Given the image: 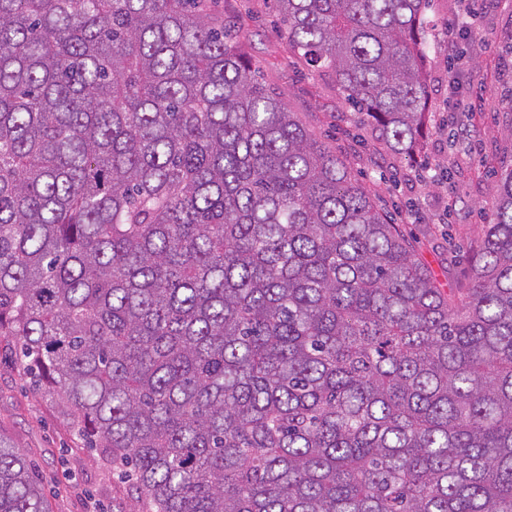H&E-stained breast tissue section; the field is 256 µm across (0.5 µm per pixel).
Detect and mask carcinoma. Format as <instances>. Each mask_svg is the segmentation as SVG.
I'll return each instance as SVG.
<instances>
[{
	"label": "carcinoma",
	"mask_w": 512,
	"mask_h": 512,
	"mask_svg": "<svg viewBox=\"0 0 512 512\" xmlns=\"http://www.w3.org/2000/svg\"><path fill=\"white\" fill-rule=\"evenodd\" d=\"M387 146L434 0H276ZM469 288L205 0H0V337L138 512H512V168ZM0 512H49L0 440Z\"/></svg>",
	"instance_id": "1"
}]
</instances>
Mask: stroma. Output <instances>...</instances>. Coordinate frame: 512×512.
<instances>
[{
  "instance_id": "obj_1",
  "label": "stroma",
  "mask_w": 512,
  "mask_h": 512,
  "mask_svg": "<svg viewBox=\"0 0 512 512\" xmlns=\"http://www.w3.org/2000/svg\"><path fill=\"white\" fill-rule=\"evenodd\" d=\"M276 0H216L214 13L233 22L238 46L280 93L306 129L347 161L375 202L412 242L443 288L468 285L474 251L491 203V174L512 167V70L499 49L512 36V7L490 5L473 25L469 84L448 94L446 38L430 31L424 64L430 130L415 157L390 152L363 121L334 77L315 70L288 48L276 20ZM449 168L452 181L430 182L426 168ZM16 342L0 337V438L35 465L53 512H135L111 469L83 447L57 406L32 390L15 361Z\"/></svg>"
}]
</instances>
